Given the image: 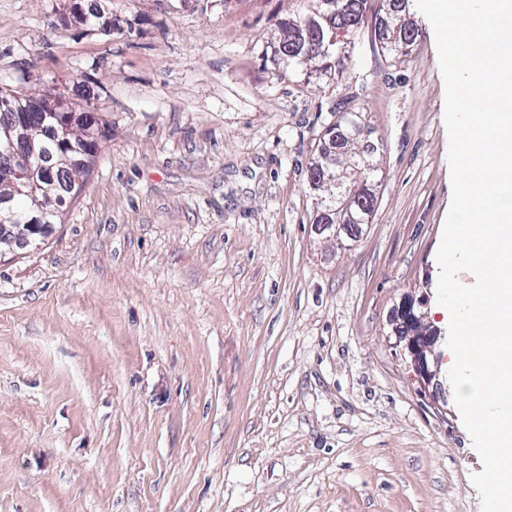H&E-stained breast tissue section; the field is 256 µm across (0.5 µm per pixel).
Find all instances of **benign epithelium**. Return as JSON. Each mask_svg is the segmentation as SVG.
Masks as SVG:
<instances>
[{"label":"benign epithelium","mask_w":512,"mask_h":512,"mask_svg":"<svg viewBox=\"0 0 512 512\" xmlns=\"http://www.w3.org/2000/svg\"><path fill=\"white\" fill-rule=\"evenodd\" d=\"M42 115V122H31L33 113ZM95 116L89 112H69L62 102L50 95H27L22 100L0 99V180L15 184V178L33 180V187L42 191V199L28 212L23 223L14 219L10 207L12 196L0 195V255L28 246L38 237H45L52 228L49 216L54 213L61 194L55 192L56 172L80 167L84 163L82 146L91 142ZM44 138L57 142L60 155L48 164L40 160L37 144ZM313 186L335 201V150L322 152L313 162ZM351 225L342 217H334L317 225L319 233L336 239L349 233ZM425 299L404 297L392 315L396 343L403 345L420 386L432 385L439 373L441 354L437 346L441 336L424 324Z\"/></svg>","instance_id":"1"}]
</instances>
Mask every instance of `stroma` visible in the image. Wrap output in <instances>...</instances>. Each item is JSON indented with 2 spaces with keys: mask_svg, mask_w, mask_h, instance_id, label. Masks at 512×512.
I'll return each instance as SVG.
<instances>
[{
  "mask_svg": "<svg viewBox=\"0 0 512 512\" xmlns=\"http://www.w3.org/2000/svg\"><path fill=\"white\" fill-rule=\"evenodd\" d=\"M78 2L111 34L0 0V87L86 84L112 124L61 223L0 255V512H480L452 353L421 390L391 321L409 293L449 333L445 87L415 0H369L328 79L279 72L295 0ZM343 100L377 203L341 246L310 168ZM397 35L396 30L393 29L392 34L388 35L386 37V41H383L384 43V50L388 53L389 56H391L394 60H398L399 62L406 60V57L410 55L408 52V47L410 43V38L413 35H407V27L404 26L403 29L397 28ZM402 30L404 35V40L402 39Z\"/></svg>",
  "mask_w": 512,
  "mask_h": 512,
  "instance_id": "1",
  "label": "stroma"
}]
</instances>
